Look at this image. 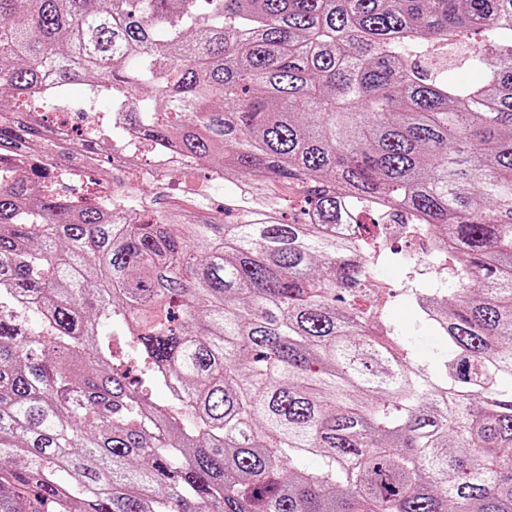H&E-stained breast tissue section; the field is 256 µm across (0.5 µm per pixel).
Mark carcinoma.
Segmentation results:
<instances>
[{
    "label": "carcinoma",
    "instance_id": "obj_1",
    "mask_svg": "<svg viewBox=\"0 0 512 512\" xmlns=\"http://www.w3.org/2000/svg\"><path fill=\"white\" fill-rule=\"evenodd\" d=\"M72 84L190 208L40 166ZM388 224L458 284L432 374L357 307ZM0 512H512V0H0Z\"/></svg>",
    "mask_w": 512,
    "mask_h": 512
}]
</instances>
